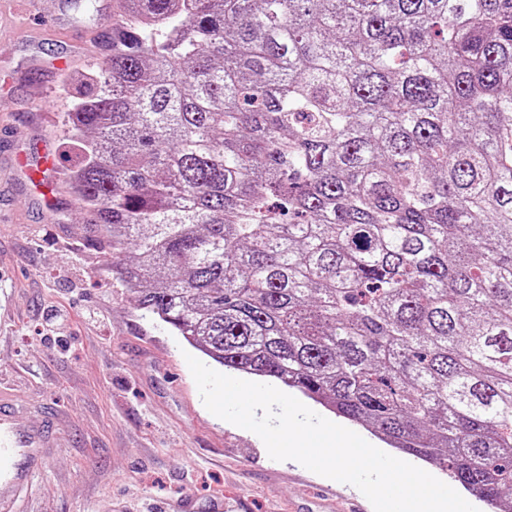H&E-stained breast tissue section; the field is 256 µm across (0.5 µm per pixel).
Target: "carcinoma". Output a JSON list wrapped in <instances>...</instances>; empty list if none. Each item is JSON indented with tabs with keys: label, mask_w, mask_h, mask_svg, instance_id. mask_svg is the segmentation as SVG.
<instances>
[{
	"label": "carcinoma",
	"mask_w": 512,
	"mask_h": 512,
	"mask_svg": "<svg viewBox=\"0 0 512 512\" xmlns=\"http://www.w3.org/2000/svg\"><path fill=\"white\" fill-rule=\"evenodd\" d=\"M64 185L136 307L512 512V0H120Z\"/></svg>",
	"instance_id": "1"
}]
</instances>
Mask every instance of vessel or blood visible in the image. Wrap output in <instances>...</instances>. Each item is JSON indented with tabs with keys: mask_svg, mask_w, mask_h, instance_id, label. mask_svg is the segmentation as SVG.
Segmentation results:
<instances>
[{
	"mask_svg": "<svg viewBox=\"0 0 512 512\" xmlns=\"http://www.w3.org/2000/svg\"><path fill=\"white\" fill-rule=\"evenodd\" d=\"M19 413V404L0 390V512H18L60 439L53 416L24 427L17 421Z\"/></svg>",
	"mask_w": 512,
	"mask_h": 512,
	"instance_id": "1",
	"label": "vessel or blood"
}]
</instances>
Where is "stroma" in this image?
Segmentation results:
<instances>
[{"instance_id":"1","label":"stroma","mask_w":512,"mask_h":512,"mask_svg":"<svg viewBox=\"0 0 512 512\" xmlns=\"http://www.w3.org/2000/svg\"><path fill=\"white\" fill-rule=\"evenodd\" d=\"M35 45L11 49L26 0H0V386L28 403L22 423L56 416L64 439L35 479L29 512H165L185 498L210 512L212 497L244 512L318 507L336 493L371 503L352 485L296 461L271 462L253 432L205 407L186 362L191 347L136 308L93 246L84 214L35 158L64 167L66 74L103 62L102 25L118 0H37ZM51 195L55 212L41 201ZM65 329L44 334L49 311Z\"/></svg>"}]
</instances>
